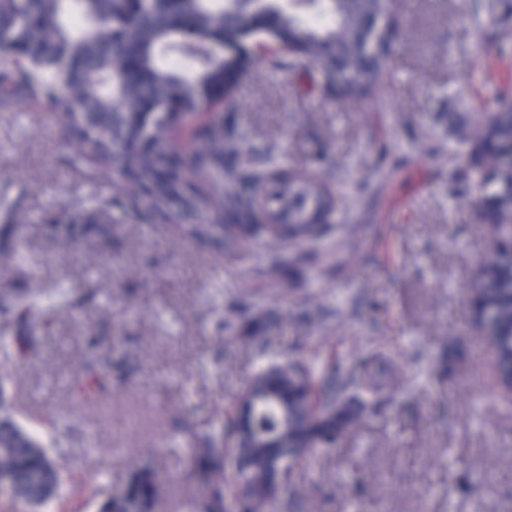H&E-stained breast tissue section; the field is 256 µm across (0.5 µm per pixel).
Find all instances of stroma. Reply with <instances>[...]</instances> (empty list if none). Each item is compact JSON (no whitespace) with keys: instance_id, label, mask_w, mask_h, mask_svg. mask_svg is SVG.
Here are the masks:
<instances>
[{"instance_id":"35a3bbf8","label":"stroma","mask_w":512,"mask_h":512,"mask_svg":"<svg viewBox=\"0 0 512 512\" xmlns=\"http://www.w3.org/2000/svg\"><path fill=\"white\" fill-rule=\"evenodd\" d=\"M399 11L401 41L370 99L331 98L315 73L259 61L224 115L247 151L321 170L339 194L308 245L256 239L218 253L119 206L63 240L46 217L92 209L112 183L85 178L48 106L18 97L0 113V196L13 207L0 210V293H96L79 311L53 313L11 369L19 421L75 452L76 483L118 488L146 464L164 490L155 512H185L200 487L183 423L209 427L266 363L322 366L384 346L393 400L296 467L302 512H512V404L495 395L488 350L470 328L469 284L490 236L448 142L432 135L457 96L484 112L512 80L459 0H400ZM273 264L289 270L287 284L270 278ZM91 332L122 365L100 407L73 390ZM447 343L462 352L449 375L433 365Z\"/></svg>"}]
</instances>
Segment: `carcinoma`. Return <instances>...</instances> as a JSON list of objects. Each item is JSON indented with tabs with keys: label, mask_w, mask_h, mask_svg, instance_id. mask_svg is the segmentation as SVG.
Instances as JSON below:
<instances>
[{
	"label": "carcinoma",
	"mask_w": 512,
	"mask_h": 512,
	"mask_svg": "<svg viewBox=\"0 0 512 512\" xmlns=\"http://www.w3.org/2000/svg\"><path fill=\"white\" fill-rule=\"evenodd\" d=\"M511 18L512 0H484L473 16L501 46ZM401 32L393 0H0V105L18 96L47 103L88 179L116 176L125 206L144 204L160 223L195 220L179 225L189 238L208 242L214 216L259 223L251 197L259 189L267 220L290 225L293 241L313 242L339 198L315 174L244 156L241 137L224 128V108L260 51L273 69L314 70L331 97L369 99ZM440 136L455 142L448 164L475 176L468 193L496 236L471 288L488 314L480 336L496 346L500 387L512 371V89L491 112L448 113ZM89 221L76 207L52 218ZM60 298L54 304L39 289L0 297V314L25 331L0 344V364L23 361L52 312L80 310L93 294ZM102 347V337H87L76 388L88 399L101 398L112 378ZM388 363L384 348L322 370L286 361L266 389L248 387L255 429L277 441L272 448L262 436L252 446L239 442L238 408L223 413L190 458L201 488L191 512H225L229 500L236 512H298L296 465L313 448L335 446L362 411L383 406ZM7 381L1 374L0 502L51 512L70 482L68 456L16 419ZM278 456L292 464L273 489L269 463ZM159 494L147 465L118 491L110 482L84 490L96 512H152Z\"/></svg>",
	"instance_id": "carcinoma-1"
}]
</instances>
